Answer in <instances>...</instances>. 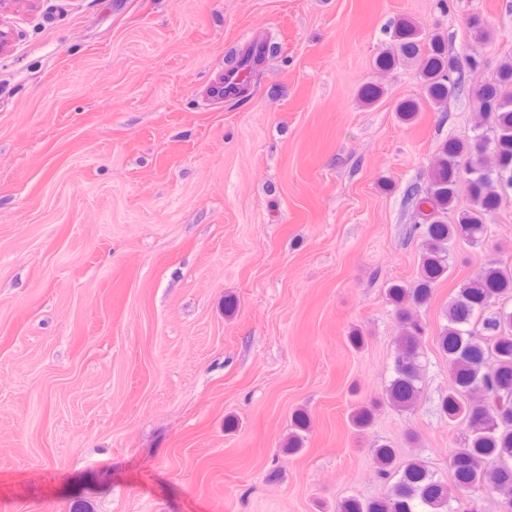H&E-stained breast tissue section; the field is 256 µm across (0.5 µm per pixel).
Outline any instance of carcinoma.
Here are the masks:
<instances>
[{
	"label": "carcinoma",
	"mask_w": 512,
	"mask_h": 512,
	"mask_svg": "<svg viewBox=\"0 0 512 512\" xmlns=\"http://www.w3.org/2000/svg\"><path fill=\"white\" fill-rule=\"evenodd\" d=\"M399 64L416 69L426 98L445 103L460 91L455 77L462 65L477 69L481 60L468 55L451 56L445 35L426 29L418 21L404 20L394 43L378 55V67ZM489 126L477 136L443 143L434 158L425 188L411 186L407 199L422 220L421 272L411 285L394 283L387 289L388 300L399 321L400 355L395 377L386 398L404 409L420 396L421 364L418 350L425 333L416 310L426 306L437 283L448 273L449 255L457 244H481L488 219L501 204L497 185L512 184V61L500 64L496 77L470 89ZM421 111L415 99L402 101L396 111L399 121L413 122ZM469 204L458 208L460 190ZM455 222L448 223V213ZM512 299V270L489 265L465 280L448 304L447 325L437 344L448 358L451 386L440 403L450 421L468 428L459 447L448 453V469L455 485L469 492L482 488L501 496V512H512V310L504 308L486 314L496 300ZM375 406L352 409L349 421L359 433L372 425ZM295 431L288 436L287 450L299 452L300 432L308 417L294 418ZM378 474L384 479L397 476L381 497H350L336 505V512H448V486L418 459L393 470L395 449L388 443L373 448Z\"/></svg>",
	"instance_id": "carcinoma-1"
}]
</instances>
